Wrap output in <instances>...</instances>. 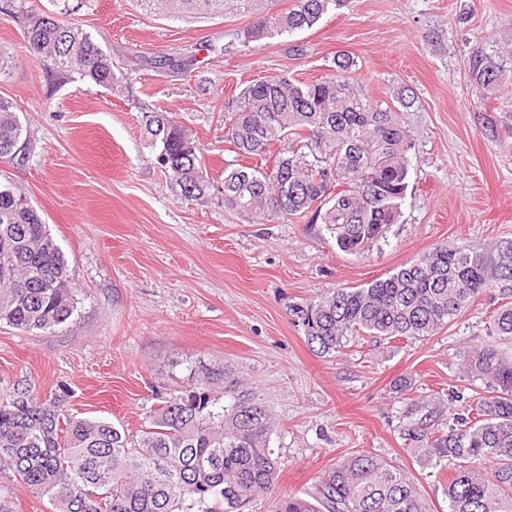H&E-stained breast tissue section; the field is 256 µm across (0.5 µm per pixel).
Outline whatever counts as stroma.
I'll list each match as a JSON object with an SVG mask.
<instances>
[{
	"label": "stroma",
	"mask_w": 512,
	"mask_h": 512,
	"mask_svg": "<svg viewBox=\"0 0 512 512\" xmlns=\"http://www.w3.org/2000/svg\"><path fill=\"white\" fill-rule=\"evenodd\" d=\"M110 54L119 82L50 79L29 57L22 22L0 14V48L16 62L0 97L28 130L23 162H0L42 213L69 260L75 318L55 333L0 324V388L61 397L67 414L136 432L150 410L193 387L195 370L232 369L273 417V493L249 512H273L312 491L350 454L371 452L411 479L434 512L444 482L401 439L412 401L452 407L472 380L460 355L486 341L485 323L512 279L497 281L456 322L425 339L364 337L332 357L313 352L297 308L323 292L387 277L439 244L512 243V100L483 99L466 57L512 37V0H348L311 29L250 44L251 14L175 20L133 0H68ZM303 55H294L293 46ZM355 57L371 102L412 99L409 186L399 224L363 256L341 252L322 224H255L224 208V104L247 82L324 75ZM150 63L131 69L136 58ZM175 113L196 139L212 187L182 197L142 133L143 117ZM408 377L413 389L393 385Z\"/></svg>",
	"instance_id": "stroma-1"
}]
</instances>
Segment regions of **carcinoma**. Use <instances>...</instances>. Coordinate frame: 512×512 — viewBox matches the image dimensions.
<instances>
[{
    "instance_id": "carcinoma-1",
    "label": "carcinoma",
    "mask_w": 512,
    "mask_h": 512,
    "mask_svg": "<svg viewBox=\"0 0 512 512\" xmlns=\"http://www.w3.org/2000/svg\"><path fill=\"white\" fill-rule=\"evenodd\" d=\"M145 13L216 18L228 0H134ZM254 15L245 42L292 36L313 27L347 0H297L286 12L265 0H235ZM31 28L29 55L51 77L72 71L110 88L112 58L83 24L4 0ZM356 61L333 57V72L311 81L272 76L251 82L229 101L224 141L231 151L274 166L224 165V207L263 224L308 220L324 224L339 250L362 256L398 223L408 187L411 142L395 106L370 104L353 85ZM468 78L487 95H512V47H476ZM144 129L182 196L210 186L200 149L171 112H151ZM27 138L12 101L0 98V159L15 160ZM336 172L328 185L321 171ZM0 183V322L51 334L69 323L77 301L69 261L32 205ZM512 278V245L496 256L473 246L439 245L384 279L333 288L302 313L307 343L326 356L362 336L425 339L459 318L497 280ZM492 341L462 355L463 371L481 382L466 411L443 422L441 407L415 404L403 430L407 452L423 468L448 463V512H512V302L489 316ZM212 393L204 372L195 387L164 400L133 434L100 419L71 418L61 399L43 401L18 384L0 394V476L47 497L56 512H245L275 489L277 461L267 448L271 419L256 394L224 371ZM277 512H433L406 472L371 452H356L320 475L315 491L278 502Z\"/></svg>"
}]
</instances>
